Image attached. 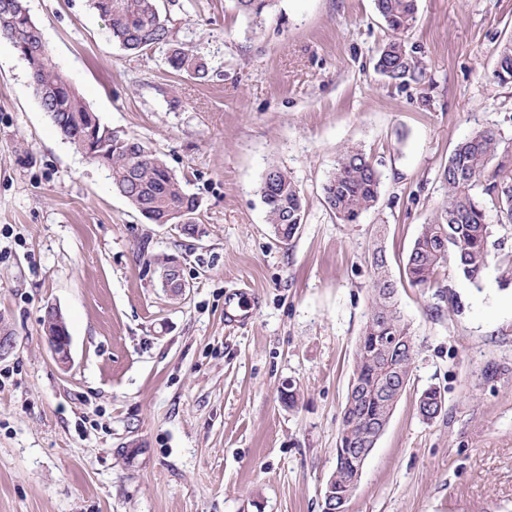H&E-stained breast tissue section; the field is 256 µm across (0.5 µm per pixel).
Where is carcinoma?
Segmentation results:
<instances>
[{
    "label": "carcinoma",
    "instance_id": "cac0c4a2",
    "mask_svg": "<svg viewBox=\"0 0 512 512\" xmlns=\"http://www.w3.org/2000/svg\"><path fill=\"white\" fill-rule=\"evenodd\" d=\"M91 7L106 22L112 41L132 55H143L156 48H167L166 63L173 71L191 79L203 80L209 74V62L196 47L176 40L171 19L164 14L159 0H90ZM236 10L251 25H262L277 5V0H234ZM378 17L397 34L409 31L416 21L417 0H375ZM10 20L9 41L35 49L40 59L30 75L42 108L60 134L77 152H83V135L94 131L100 158L96 163L108 171L114 190L151 224H169L171 215L182 211L188 216L181 231L195 234L198 199L187 193L182 182L156 151L140 139L123 131L112 134L101 124L74 87L65 84L66 76L43 44L40 27L33 21L25 0H0V20ZM376 71L382 76L405 82L422 76L417 62L405 45L394 39L379 51ZM494 76L501 83L512 82V44L497 55ZM499 140L490 129L478 130L459 142L448 157L442 177L448 197L431 223L423 226L403 264L410 285L441 288L445 277L454 272L474 282L490 261L491 224L476 198L490 162L498 156ZM381 176L363 151L344 150L336 168L323 185L325 202L336 218L354 224L373 208L379 198ZM486 193H497L499 211L512 220V183L492 182ZM257 193L265 206L267 223L282 241L292 240L303 223L304 204L300 190L288 171L267 169ZM372 297L368 317L357 343L352 378L363 388L382 382L386 368L394 365L409 384L417 350L409 325L399 308L396 283L385 255L377 249L372 259ZM396 406L393 395L382 388L361 397L346 400L336 444V483L338 498L349 499L350 484L364 462L349 453L351 448L372 444ZM440 389L428 387L418 399V413L430 422L443 412Z\"/></svg>",
    "mask_w": 512,
    "mask_h": 512
}]
</instances>
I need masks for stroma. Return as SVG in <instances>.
Listing matches in <instances>:
<instances>
[{
    "mask_svg": "<svg viewBox=\"0 0 512 512\" xmlns=\"http://www.w3.org/2000/svg\"><path fill=\"white\" fill-rule=\"evenodd\" d=\"M26 5L101 123L198 198L204 235L148 223L114 191L0 39V320L14 341L0 357V512H322L378 248L418 355L346 512H512V224L484 197L493 259L477 282L449 276V299L401 272L447 199L457 143L491 129L512 158V83L493 77L512 0H418L399 37L419 83L376 71L396 36L373 0H279L259 29L233 0H161L209 60L201 83L164 50L127 54L88 0ZM348 147L381 174L355 224L323 193ZM272 166L304 202L287 245L257 193ZM169 257L190 284L177 299L159 282ZM236 290L253 307L230 326ZM50 306L72 339L66 366L45 340ZM430 386L445 406L426 422ZM444 399L440 389L428 387L424 389L418 399V413L424 421L430 422L443 412ZM437 412L439 414L437 415Z\"/></svg>",
    "mask_w": 512,
    "mask_h": 512,
    "instance_id": "35a3bbf8",
    "label": "stroma"
}]
</instances>
